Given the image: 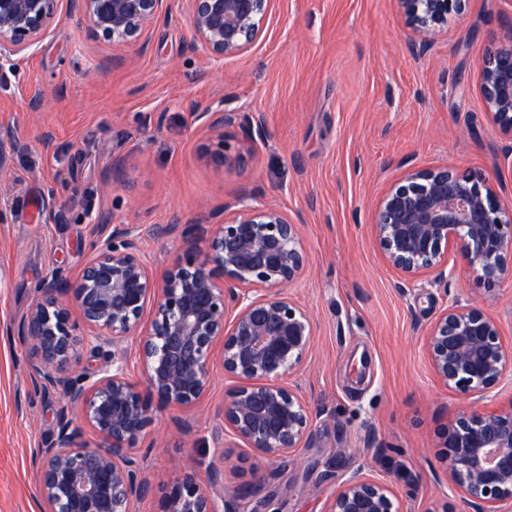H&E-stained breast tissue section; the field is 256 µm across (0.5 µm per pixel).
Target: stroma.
<instances>
[{
	"label": "stroma",
	"mask_w": 512,
	"mask_h": 512,
	"mask_svg": "<svg viewBox=\"0 0 512 512\" xmlns=\"http://www.w3.org/2000/svg\"><path fill=\"white\" fill-rule=\"evenodd\" d=\"M145 42L116 46L62 0L42 41L0 75V512H42L38 450L64 400L36 389L17 324L39 283L75 279L94 221L134 228L148 260L177 261L168 224H206L219 206L275 205L299 224L308 262L286 291L314 336L297 377L311 433L256 498L265 512H328L352 469L387 482L405 512H444L458 496L444 475L441 430L458 394L436 382L425 329L447 305L480 304L512 346V282L487 284L455 268L401 284L371 233L383 191L413 167L476 169L512 197V136L485 115L479 64L512 30V0H471L419 47L395 0H274L261 40L218 61L192 46L180 0ZM41 92L44 108L28 100ZM254 112L263 136L224 128L242 164L218 167L202 151L204 112ZM66 223H58L62 204ZM209 396L172 413L154 407L136 454L162 496L188 468L217 467L226 485H251L255 458L233 436L213 437L224 369Z\"/></svg>",
	"instance_id": "1"
}]
</instances>
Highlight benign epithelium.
Returning a JSON list of instances; mask_svg holds the SVG:
<instances>
[{
    "mask_svg": "<svg viewBox=\"0 0 512 512\" xmlns=\"http://www.w3.org/2000/svg\"><path fill=\"white\" fill-rule=\"evenodd\" d=\"M61 0H0V69L38 44ZM167 0H75L94 33L121 45L142 42L167 12ZM405 23L425 47L461 18L470 0H396ZM192 45L222 60L259 41L272 0H182ZM488 119L512 134V30L479 65ZM263 132L259 116L210 112L203 150L222 167L240 162L224 125ZM372 230L385 262L409 283L447 278L448 256L489 284L512 281V206L483 172L452 165L410 169L378 200ZM101 240L78 278H46L19 324L36 386L64 398L40 450V495L48 512H134L153 494L133 447L152 423L146 395L171 408L196 405L211 386L215 348L230 385L215 433L233 435L265 462L287 458L306 441L312 411L298 374L310 349V315L284 291L307 265L299 225L266 205L226 208L210 224H169L184 248L162 270L153 268L139 237L121 224L100 225ZM132 340L143 384L127 373L118 345ZM435 379L480 399L512 376V348L481 307L458 300L425 331ZM100 359L81 365L83 349ZM448 483L457 512H512V402L464 406L442 432ZM244 491L224 473L186 471L161 500L160 512H241ZM328 512H403L384 481L357 468L340 483Z\"/></svg>",
    "mask_w": 512,
    "mask_h": 512,
    "instance_id": "7a95c632",
    "label": "benign epithelium"
}]
</instances>
